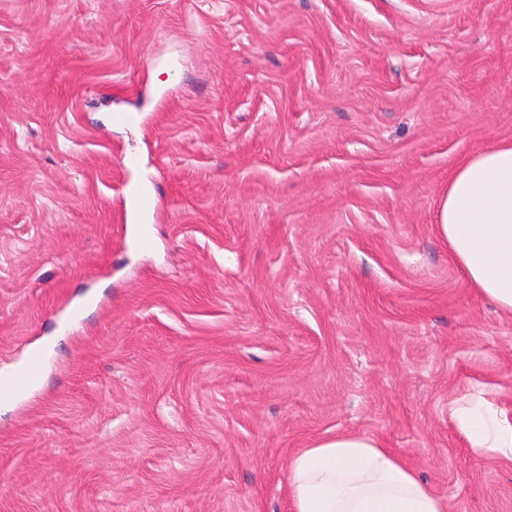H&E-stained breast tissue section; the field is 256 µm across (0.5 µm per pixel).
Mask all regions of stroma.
I'll return each instance as SVG.
<instances>
[{"label": "stroma", "instance_id": "1", "mask_svg": "<svg viewBox=\"0 0 512 512\" xmlns=\"http://www.w3.org/2000/svg\"><path fill=\"white\" fill-rule=\"evenodd\" d=\"M508 138L512 0H0V512H291L345 432L512 512L448 417L512 412V317L435 224ZM39 356L33 355L27 367L15 374L7 392L18 396L24 395L29 388L35 383L40 372Z\"/></svg>", "mask_w": 512, "mask_h": 512}]
</instances>
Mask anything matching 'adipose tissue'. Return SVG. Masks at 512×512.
<instances>
[{"label": "adipose tissue", "mask_w": 512, "mask_h": 512, "mask_svg": "<svg viewBox=\"0 0 512 512\" xmlns=\"http://www.w3.org/2000/svg\"><path fill=\"white\" fill-rule=\"evenodd\" d=\"M436 228L466 284L512 315V139L448 171ZM448 415L475 456L512 463V416L487 397L450 401ZM293 512H448L446 498L374 438L314 442L288 465Z\"/></svg>", "instance_id": "obj_1"}]
</instances>
